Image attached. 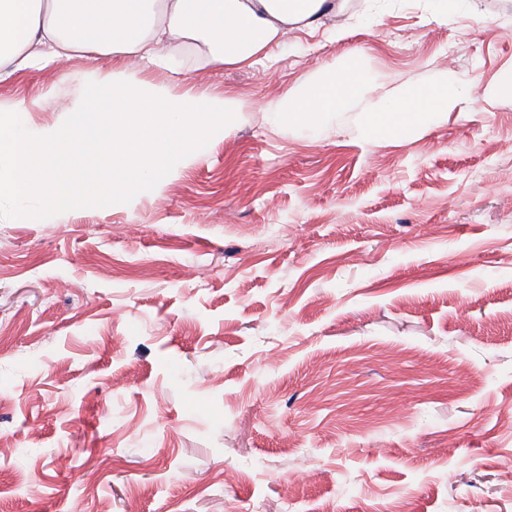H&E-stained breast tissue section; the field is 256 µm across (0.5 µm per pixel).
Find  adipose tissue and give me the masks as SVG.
<instances>
[{
    "mask_svg": "<svg viewBox=\"0 0 512 512\" xmlns=\"http://www.w3.org/2000/svg\"><path fill=\"white\" fill-rule=\"evenodd\" d=\"M335 10V0H0V81L73 52L111 56V75L99 80L83 110L96 116L99 138L112 146V177L94 191L122 198L131 184L160 185L193 151V142L172 140L173 132L208 126L216 112L228 125L238 118L233 98L204 93L191 100L167 98L162 87L140 80L138 68L169 69L170 50L193 42L209 46L216 64L250 66L269 58L291 30L318 33ZM363 94L359 60L352 53L338 68L285 91L268 122L276 129L312 127ZM458 103L444 79L403 87L390 106L372 113L370 128L382 139L404 138L425 127L432 114ZM27 112L19 104L0 118V198L66 202L87 150L54 130L31 137Z\"/></svg>",
    "mask_w": 512,
    "mask_h": 512,
    "instance_id": "obj_1",
    "label": "adipose tissue"
}]
</instances>
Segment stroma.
Wrapping results in <instances>:
<instances>
[{"mask_svg": "<svg viewBox=\"0 0 512 512\" xmlns=\"http://www.w3.org/2000/svg\"><path fill=\"white\" fill-rule=\"evenodd\" d=\"M345 0L275 62L147 76L237 123L132 202L0 199V512H512V0ZM357 52L319 131L270 103ZM112 59L0 81L31 136L91 134ZM447 79L405 140L368 114ZM310 479L293 484L296 473Z\"/></svg>", "mask_w": 512, "mask_h": 512, "instance_id": "1", "label": "stroma"}]
</instances>
